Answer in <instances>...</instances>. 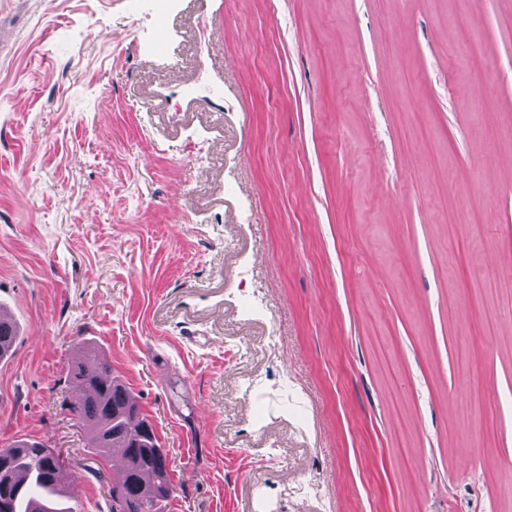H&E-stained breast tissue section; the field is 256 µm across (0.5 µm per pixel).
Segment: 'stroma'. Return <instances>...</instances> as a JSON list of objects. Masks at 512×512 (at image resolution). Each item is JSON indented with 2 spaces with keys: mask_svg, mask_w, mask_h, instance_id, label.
Listing matches in <instances>:
<instances>
[{
  "mask_svg": "<svg viewBox=\"0 0 512 512\" xmlns=\"http://www.w3.org/2000/svg\"><path fill=\"white\" fill-rule=\"evenodd\" d=\"M0 305V447L72 512L117 467L61 409L83 339L168 512H512V0H0ZM7 448L13 451L9 476L14 493L9 506L7 485H0V512H69L55 506L69 491H61L63 466L51 458L52 450L35 439L15 441Z\"/></svg>",
  "mask_w": 512,
  "mask_h": 512,
  "instance_id": "1",
  "label": "stroma"
}]
</instances>
